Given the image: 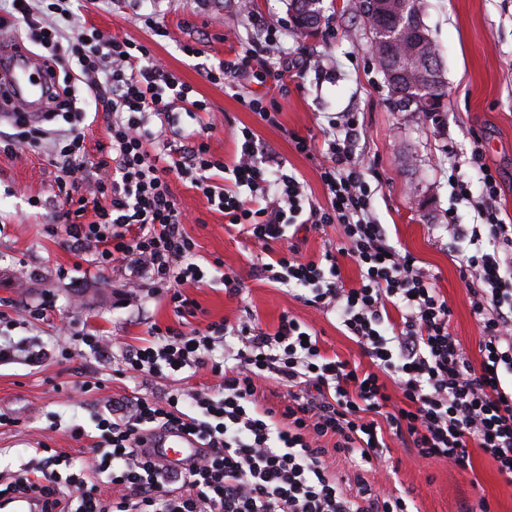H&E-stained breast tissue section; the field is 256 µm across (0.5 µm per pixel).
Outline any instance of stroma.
<instances>
[{
  "label": "stroma",
  "mask_w": 512,
  "mask_h": 512,
  "mask_svg": "<svg viewBox=\"0 0 512 512\" xmlns=\"http://www.w3.org/2000/svg\"><path fill=\"white\" fill-rule=\"evenodd\" d=\"M420 6L444 75L443 107L434 116L391 106L359 0H323L322 26L311 36L294 27L289 0H251L247 9L241 0H110L104 7H90L81 19L114 37L150 45L169 70L193 87L195 98L206 101L208 110L187 127L201 129L216 157L233 162L240 152L242 128H251L304 183L314 203L326 201L319 178L325 158L296 152L291 136H322L330 117L356 113V157L373 190L372 214L387 225L397 247L412 253L420 267L434 275L437 290L451 307V333L473 351L480 330L462 278L469 248L454 243L451 227L479 221L483 184L471 162L476 144L498 178L502 217L512 222V0H420ZM149 13L162 22L166 36L155 39L147 32L140 17ZM258 16L282 32L268 63L292 67L294 76L280 87L250 73L225 86L207 81L202 65L231 60L244 51ZM186 43L198 47L200 56L185 55ZM259 96L278 102L279 127L260 123L245 107V100ZM453 173L467 182L468 198L453 193L448 184ZM56 176L47 150L0 155V334L22 343L35 338L56 351L70 345L57 333L58 325L68 321L76 330L110 337L119 353L143 344L151 325L175 324L171 308L152 284L128 295L129 263H116L97 276L89 262H78L65 235L47 233V225L60 221ZM171 191L186 216L187 232L198 244L197 262L207 277L205 284L183 287L201 309L190 319V327L221 320L232 324L250 315L272 333L288 314L317 332L327 354L371 368L370 359L344 334L335 314L304 304L297 288L253 276L259 247L226 228L223 214L209 209L189 183L172 180ZM32 197L41 199V207L29 205ZM217 257L224 262L219 273L209 267ZM62 269L71 271V278H59ZM224 272L239 275V295L225 293L220 280ZM47 291L55 295L54 308L44 320L29 319L26 307L39 303ZM98 376L107 380L103 390L80 391L82 381ZM215 382L206 370L168 378L116 379L111 362L84 352L35 369L0 366V413L14 419L13 424L0 425V473L11 474L28 463L40 440L80 462L103 407ZM75 422L84 427L86 438L70 436L67 427ZM470 457L466 469L440 461L419 463L412 449L395 440L389 456L366 479L377 492L413 500L417 512H464L481 498L491 512H512V482L499 475L479 449H471Z\"/></svg>",
  "instance_id": "stroma-1"
}]
</instances>
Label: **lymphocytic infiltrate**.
I'll use <instances>...</instances> for the list:
<instances>
[{
  "label": "lymphocytic infiltrate",
  "mask_w": 512,
  "mask_h": 512,
  "mask_svg": "<svg viewBox=\"0 0 512 512\" xmlns=\"http://www.w3.org/2000/svg\"><path fill=\"white\" fill-rule=\"evenodd\" d=\"M105 2L0 0V31L26 30L61 74L54 109L44 118L65 123L52 131L27 113H12L15 131L0 137V154L52 141L50 163L58 171L61 220L74 255L92 248L91 262L102 274L131 262L130 288L147 281L165 292L176 324L151 326L150 342L125 348L113 376L206 367L220 391L142 396L129 415L98 414V435L79 471L60 474L61 454L41 444L38 464L1 485L0 498L34 493L42 512H411L409 499L377 493L364 478L385 458L390 435L413 447L419 460L461 469L470 464L469 447L479 448L511 482L512 224L499 217L497 178L484 167L481 149L471 154L485 187L481 221L453 227L472 248L462 274L480 329L475 362L450 332L451 309L433 275L391 244L385 225L371 215L370 187L353 152L355 113L345 115L342 132H326L322 142L293 138L307 156L317 144L325 146L328 161L319 177L326 202L313 204L303 182L253 130L243 129L240 155L230 164L187 131L184 118L207 109L190 85L146 44L81 26L86 4ZM82 84L95 106L112 115L108 150L95 161L86 155V114L76 108ZM172 175L260 246V278L306 287L305 303L335 313L374 371L327 355L317 334L287 315L272 334L249 318L188 328L199 306L182 287L203 283L205 272L171 193ZM297 224L314 232L336 224L344 237L318 259H306L287 235ZM347 258L359 269L350 285L343 274ZM271 380L288 390L284 408L256 404ZM158 429L195 436L206 455L187 469L149 455L146 436ZM331 452L362 471L355 491L330 472ZM102 474L112 497H103L95 482Z\"/></svg>",
  "instance_id": "f902f5d3"
}]
</instances>
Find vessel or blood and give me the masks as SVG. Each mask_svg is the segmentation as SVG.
<instances>
[{"mask_svg":"<svg viewBox=\"0 0 512 512\" xmlns=\"http://www.w3.org/2000/svg\"><path fill=\"white\" fill-rule=\"evenodd\" d=\"M54 78L44 61L32 56L22 43L0 51V103L22 112L48 107ZM159 452L173 464H187L203 452L201 443L180 431L158 436Z\"/></svg>","mask_w":512,"mask_h":512,"instance_id":"b4317fda","label":"vessel or blood"}]
</instances>
